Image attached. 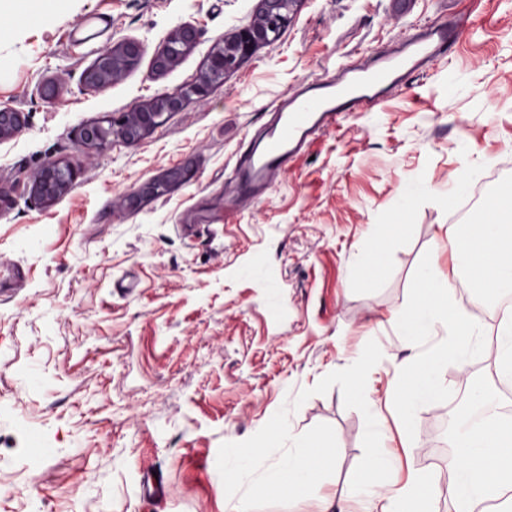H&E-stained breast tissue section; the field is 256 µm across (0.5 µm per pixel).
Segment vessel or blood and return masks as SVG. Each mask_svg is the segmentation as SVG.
<instances>
[{"label":"vessel or blood","mask_w":512,"mask_h":512,"mask_svg":"<svg viewBox=\"0 0 512 512\" xmlns=\"http://www.w3.org/2000/svg\"><path fill=\"white\" fill-rule=\"evenodd\" d=\"M468 25L463 17L428 26L393 51L359 64L341 65L336 74L304 87L273 110L262 135L236 161L235 177L224 187L228 203L241 205L280 177L285 160L300 153L342 113L371 107L383 93L398 90L405 79L453 48Z\"/></svg>","instance_id":"vessel-or-blood-1"}]
</instances>
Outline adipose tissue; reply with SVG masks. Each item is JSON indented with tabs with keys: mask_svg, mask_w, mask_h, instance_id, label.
<instances>
[{
	"mask_svg": "<svg viewBox=\"0 0 512 512\" xmlns=\"http://www.w3.org/2000/svg\"><path fill=\"white\" fill-rule=\"evenodd\" d=\"M449 454L448 482L437 489L428 476H414L398 483L390 462L372 452L365 466L380 501V512H436L437 498L448 503V512H487L486 502L499 500L512 491V419L484 416L455 439Z\"/></svg>",
	"mask_w": 512,
	"mask_h": 512,
	"instance_id": "adipose-tissue-1",
	"label": "adipose tissue"
}]
</instances>
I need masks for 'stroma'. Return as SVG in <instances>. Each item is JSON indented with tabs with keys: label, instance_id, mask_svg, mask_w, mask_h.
Listing matches in <instances>:
<instances>
[{
	"label": "stroma",
	"instance_id": "35a3bbf8",
	"mask_svg": "<svg viewBox=\"0 0 512 512\" xmlns=\"http://www.w3.org/2000/svg\"><path fill=\"white\" fill-rule=\"evenodd\" d=\"M259 0H32L0 10V107L24 128L0 141V512H237L219 447L259 431L300 390L346 368L376 341L366 400L399 478L445 485L448 422L473 388L512 415L495 354L448 365L454 404L400 427L389 398L399 346L391 315L423 254L451 269L443 197L486 193L512 175V0H295L278 38L204 99L188 100L138 142L89 150L83 126L194 82ZM110 28L82 39L87 16ZM456 16L457 47L373 108L347 113L279 181L225 212L236 154L269 110L337 63L386 51L404 32ZM192 49L166 73L153 54L175 29ZM143 43L139 66L101 90L84 75L102 50ZM78 173L55 200L32 191L51 162ZM182 169L185 180L134 208L126 198ZM407 209L411 228L391 223ZM386 243L383 270L357 254ZM331 425L335 473L317 495L348 500L363 456L360 411L339 387L290 414V431ZM158 469L166 494L140 493Z\"/></svg>",
	"mask_w": 512,
	"mask_h": 512
}]
</instances>
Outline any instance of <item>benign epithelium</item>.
Returning a JSON list of instances; mask_svg holds the SVG:
<instances>
[{"label":"benign epithelium","mask_w":512,"mask_h":512,"mask_svg":"<svg viewBox=\"0 0 512 512\" xmlns=\"http://www.w3.org/2000/svg\"><path fill=\"white\" fill-rule=\"evenodd\" d=\"M295 0H264L266 5L263 19H255L240 30L235 39V50L227 52L220 49L210 57V65L202 72L195 83L179 93L162 95L155 100L134 107L128 112L112 115V127L120 131V139L133 144L162 123L167 112L179 111L187 100L204 98L208 95L214 77L224 71L236 68L241 61L250 56L261 44L276 39L278 27L290 21V7ZM144 53V46L137 41H127L101 51L86 71L85 80L92 89H102L119 76L120 73L136 68ZM25 126L23 113L9 107L0 108V140L7 139L20 132ZM80 143L88 149L101 148L112 143L93 125H86L80 131ZM180 170H173L167 179L151 182L139 193L129 197L137 201L142 197L158 195L170 186L183 181ZM75 180V173L60 163L47 164L38 174L33 191L48 198L51 190L64 192Z\"/></svg>","instance_id":"1"}]
</instances>
